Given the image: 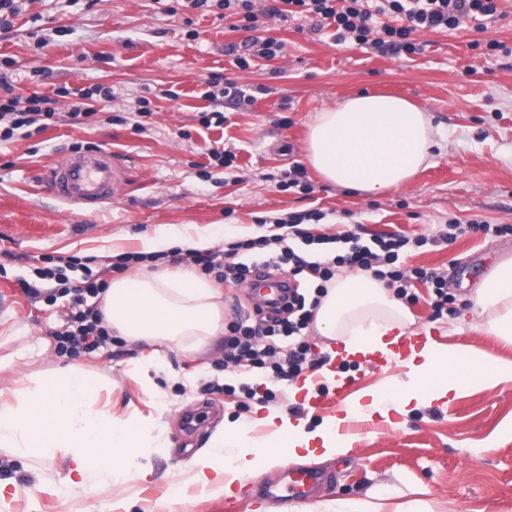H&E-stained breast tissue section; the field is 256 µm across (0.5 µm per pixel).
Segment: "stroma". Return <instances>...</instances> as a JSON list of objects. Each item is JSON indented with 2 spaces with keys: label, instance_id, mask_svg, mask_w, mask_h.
<instances>
[{
  "label": "stroma",
  "instance_id": "stroma-1",
  "mask_svg": "<svg viewBox=\"0 0 512 512\" xmlns=\"http://www.w3.org/2000/svg\"><path fill=\"white\" fill-rule=\"evenodd\" d=\"M505 17L476 29L466 23L447 32H423L421 53L382 56L357 45H339L332 28L310 33V22L267 21L265 33L284 44L283 55L237 67L224 47L245 39L242 31L197 11L164 12L154 0H26L9 33L0 34V61L14 95L53 97L60 84L115 87L114 113L131 111L138 96L151 100L150 128L100 121L93 126L59 122L39 135L0 145V393L13 398L43 374L74 364L102 379L98 406L124 421L152 419L165 447L145 449L151 472L122 485L97 483L62 496L59 481L68 461L61 454L22 456L0 448V512H288L267 501L288 461L250 478L241 500L226 507L223 495L192 485L184 503H170L180 474L223 420L241 422L250 438L263 436L259 417L282 409L295 420L319 424L336 415L339 401L319 394L308 409L292 398L305 378L336 370L329 349L337 341L313 327L299 335L310 354L294 382L270 371L225 368L223 351L185 354L113 339L77 358L59 356L54 332L64 328L69 299L39 269H61L69 286L86 275L111 280L118 262L112 245L140 251L143 238L174 227L189 232L216 225L236 239L275 237L278 219L317 211L318 235L355 233L362 243L384 234L424 239L401 252L406 269L421 267L447 280L448 312L437 315L430 284L412 281L408 333H425L512 357V347L489 335L470 312V297L496 265L512 259V56L492 54L489 41L512 47V0ZM199 32L188 39V29ZM220 74L247 94L210 101V74ZM178 97L166 99L165 90ZM360 92L406 97L430 112L436 129L431 165L379 200L351 195L306 170L310 191L282 189L278 179L304 165L307 125L315 112ZM56 109L68 110L56 98ZM220 111L224 123L204 128L201 112ZM94 143L116 153L131 182L124 199L82 212L50 196L41 180L75 144ZM234 148L235 175L210 168L209 151ZM467 230L439 241L448 224ZM480 231H472V224ZM90 266H82V258ZM30 283L40 297L26 295ZM234 385L235 394L224 392ZM276 398L263 402L261 394ZM327 474L314 499H359L383 504V512L413 505L417 512H512V383L470 390L460 398L411 413L401 426L373 419L356 434L347 455L317 464Z\"/></svg>",
  "mask_w": 512,
  "mask_h": 512
}]
</instances>
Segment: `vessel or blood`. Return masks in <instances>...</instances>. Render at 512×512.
<instances>
[{
    "mask_svg": "<svg viewBox=\"0 0 512 512\" xmlns=\"http://www.w3.org/2000/svg\"><path fill=\"white\" fill-rule=\"evenodd\" d=\"M127 183L126 169L118 165L113 153L104 149L59 160L45 180L52 195L86 210L116 200ZM283 480L285 497L299 507L312 499L323 477L315 471L289 469Z\"/></svg>",
    "mask_w": 512,
    "mask_h": 512,
    "instance_id": "obj_1",
    "label": "vessel or blood"
}]
</instances>
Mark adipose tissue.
Wrapping results in <instances>:
<instances>
[{"instance_id":"1","label":"adipose tissue","mask_w":512,"mask_h":512,"mask_svg":"<svg viewBox=\"0 0 512 512\" xmlns=\"http://www.w3.org/2000/svg\"><path fill=\"white\" fill-rule=\"evenodd\" d=\"M436 145L427 112L407 99L360 94L317 112L308 125L307 160L337 188L378 199L411 182L432 160ZM471 312L486 332L512 345V262L500 263L476 289ZM99 310L113 335L146 346L200 352L224 330V293L211 279L191 271L147 270L115 273ZM412 315L369 272L337 275L315 310L319 335L342 337L349 356L388 351V336ZM404 376H390L346 399L341 416L324 418L315 428L277 410L261 417L270 427L262 443L224 423L189 462L190 478L224 493L231 484L268 470L281 457L322 462L349 449L337 431L340 418L393 417L464 391L512 382V358L473 347L427 342L403 359ZM100 378L72 366L42 376L25 402L0 396V448L28 456L53 452L69 461L63 492L100 481L123 482L129 473L147 477L142 450L162 444L152 424L109 420L96 408Z\"/></svg>"}]
</instances>
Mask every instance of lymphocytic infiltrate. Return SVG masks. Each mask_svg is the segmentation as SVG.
<instances>
[{
  "label": "lymphocytic infiltrate",
  "instance_id": "obj_1",
  "mask_svg": "<svg viewBox=\"0 0 512 512\" xmlns=\"http://www.w3.org/2000/svg\"><path fill=\"white\" fill-rule=\"evenodd\" d=\"M188 7L206 13H217L219 19L230 21L232 29L247 32L242 48L228 46V53L234 54L239 68L247 69L251 60L260 57L272 60L283 54V45L273 38H261L257 30L263 20L282 21L294 16H315L335 24L334 39L339 43H352L368 46L378 52L401 56L420 51V44L414 40L417 32L424 30H454L470 19H492L498 13L497 0H186ZM69 99V118L77 124L89 123L97 115L98 106L114 99L113 88L102 85L78 89L59 86L54 97ZM53 97L38 94L27 100L14 97L0 102V143L14 137H29L31 132H43L49 128L56 116L52 105ZM304 215L298 214L281 219L280 227L286 228V235L275 239L259 238L231 243L222 257L196 255L194 261L203 271L217 273L219 279L235 282L245 281L251 272L249 265L239 262L237 254L269 246L276 242L281 246L280 254L272 257L273 266L291 264L292 275L310 270L320 280L318 293H325L326 282L334 277V270L348 266L369 270L376 266L384 267L385 278L396 285L398 295H406L411 280L431 283L434 288L436 311H443L448 303V293L443 276L421 268L406 270L398 266L400 252L410 241L407 237L392 235L377 239L374 246L360 244L356 234H346L349 244L346 254L333 258L331 264L307 262L298 256L292 247L285 243L286 237L300 239L305 245L323 244L327 238L313 234L304 227ZM106 282H89L85 287L72 291L70 323L66 330L55 333L56 350L62 355H77L93 351L111 341L112 336L103 324L100 312L88 305L87 300L105 292ZM284 318H272L256 325L239 322L231 325L230 338L225 341V363L241 365L249 363L255 368H272L279 380L287 381L298 376L305 359V345H297L288 355L287 363L275 362L278 352L277 337H290L305 328L310 318L305 310V297L292 292L285 307Z\"/></svg>",
  "mask_w": 512,
  "mask_h": 512
}]
</instances>
